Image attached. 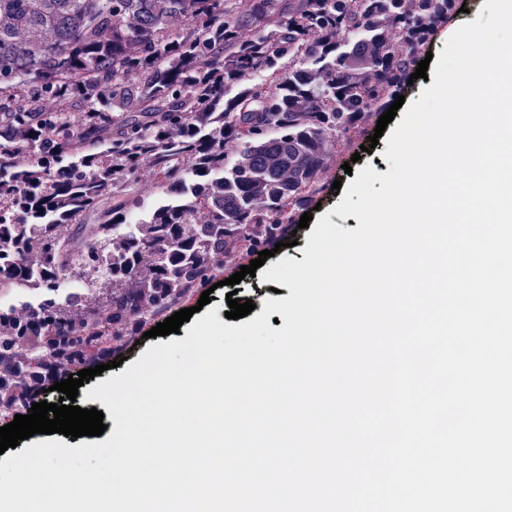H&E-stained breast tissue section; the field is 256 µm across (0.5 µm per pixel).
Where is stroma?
Instances as JSON below:
<instances>
[{"label":"stroma","instance_id":"obj_1","mask_svg":"<svg viewBox=\"0 0 512 512\" xmlns=\"http://www.w3.org/2000/svg\"><path fill=\"white\" fill-rule=\"evenodd\" d=\"M455 8L449 11L447 17L438 22L432 29L428 39L413 48V54L416 60H424L427 54H439L443 49L449 37L466 22L474 21L481 12L484 0H454ZM380 117L379 111L366 113L356 127L351 129L345 137L335 139L329 150V159L324 167L317 175L316 181L321 187V207L319 210L313 211V218H321L322 214H329L333 224L348 230L356 229L359 221L356 217H340L334 214L333 209L339 204V197L335 196L332 189L334 181H342L343 184H350L352 178L350 173H345L343 169L344 162H351L353 171L360 170L364 167H373L374 171L380 174L387 173L390 164L382 157L383 152L387 148L386 142H379L373 149L372 153H365L364 145L367 143L368 136L373 135L375 126ZM253 251L240 246L232 250L225 258L224 265L218 271L217 278L221 280V287L214 290L210 295L211 306L217 307L220 311H227L228 304L226 295L229 291H236L238 298L246 300L250 299L256 306H263L265 300L273 298V296H281L288 298L291 294L289 287H282L280 293H273L270 282L262 280L261 277H245L237 286V288H229L224 283L225 278L230 277L238 272L240 267L249 264L254 259ZM202 294L201 289L192 288L183 293L178 302L169 307L154 313L146 318L143 322L142 331L134 332L133 337L137 339V346H129L124 338H103L99 347L90 348V355H97L99 349H111L113 360L127 359L128 363H135L140 357L153 346V339L143 338V330L155 327L157 323L163 322L174 312L183 308L195 306Z\"/></svg>","mask_w":512,"mask_h":512}]
</instances>
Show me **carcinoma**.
Returning a JSON list of instances; mask_svg holds the SVG:
<instances>
[{"label":"carcinoma","mask_w":512,"mask_h":512,"mask_svg":"<svg viewBox=\"0 0 512 512\" xmlns=\"http://www.w3.org/2000/svg\"><path fill=\"white\" fill-rule=\"evenodd\" d=\"M453 0H0V276L43 280L48 302L17 331L79 353L88 320L112 336L207 283L224 255L262 247L325 165L329 141L385 106L412 48ZM277 25H265L269 17ZM272 72L273 93L254 77ZM231 140L237 154L224 153ZM148 163L192 208L141 209ZM76 209V220L30 228ZM142 210L136 224L125 220ZM104 276L110 303L65 316L56 296L73 256ZM43 365L13 362L0 387L27 400Z\"/></svg>","instance_id":"carcinoma-1"}]
</instances>
